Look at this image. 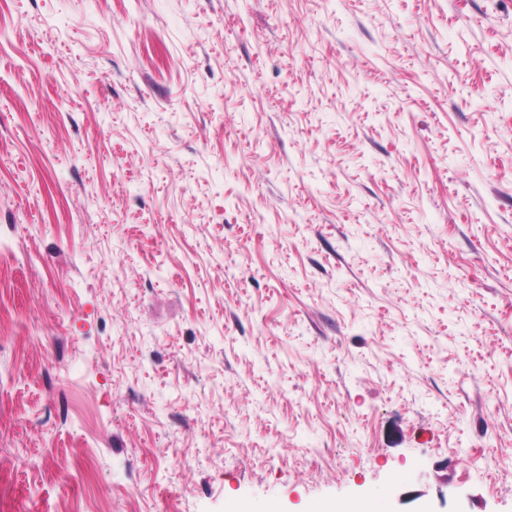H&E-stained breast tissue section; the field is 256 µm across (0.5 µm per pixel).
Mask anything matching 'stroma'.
<instances>
[{"mask_svg":"<svg viewBox=\"0 0 512 512\" xmlns=\"http://www.w3.org/2000/svg\"><path fill=\"white\" fill-rule=\"evenodd\" d=\"M512 0H0V512H512Z\"/></svg>","mask_w":512,"mask_h":512,"instance_id":"35a3bbf8","label":"stroma"}]
</instances>
